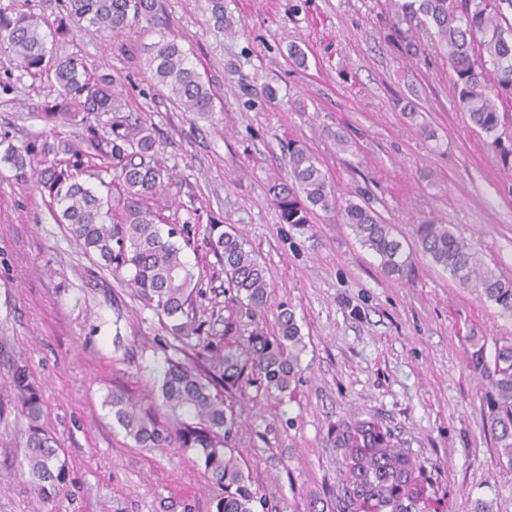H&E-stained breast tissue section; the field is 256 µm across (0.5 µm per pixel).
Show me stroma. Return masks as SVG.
<instances>
[{
    "label": "stroma",
    "mask_w": 512,
    "mask_h": 512,
    "mask_svg": "<svg viewBox=\"0 0 512 512\" xmlns=\"http://www.w3.org/2000/svg\"><path fill=\"white\" fill-rule=\"evenodd\" d=\"M154 27L121 35L54 36L58 0H28L46 22L50 55L121 75L130 112L155 126L160 158L177 174L170 215L191 220L203 262L201 317L224 318V276L203 242L210 221L233 229L269 272L256 324L272 334L293 308L304 349L293 399L247 389L234 411L238 461L268 512H342L336 437L374 421L436 479L442 512L476 501L512 512V467L499 462L481 419L482 382L467 363L473 341L512 336V318L463 287L415 247L414 226L445 224L512 279V166L475 132L436 54L389 39L396 0H224L234 21L219 34L206 0H162ZM177 37L216 93L211 117L183 112L156 87L146 48ZM307 54L295 67L290 45ZM278 90L268 102L264 85ZM58 99L53 73L23 75L0 51V153L41 144L58 128L42 114ZM343 132L348 151L332 132ZM316 155L338 194L368 199L410 256L387 275L348 225L319 214L309 230L283 224L268 184L288 173V139ZM121 346H114V337ZM0 376L28 362L49 426L72 464L56 512H213L214 491L194 452L140 448L103 400L115 388L150 396L172 338L153 311L102 279L55 223L31 178L0 165ZM25 425L0 387V512H38L28 491Z\"/></svg>",
    "instance_id": "35a3bbf8"
}]
</instances>
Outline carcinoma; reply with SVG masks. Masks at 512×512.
Listing matches in <instances>:
<instances>
[{"label": "carcinoma", "instance_id": "cac0c4a2", "mask_svg": "<svg viewBox=\"0 0 512 512\" xmlns=\"http://www.w3.org/2000/svg\"><path fill=\"white\" fill-rule=\"evenodd\" d=\"M206 3L214 30L232 29L224 0ZM61 7L57 31L66 33L74 27L97 33L151 27L161 9L159 0H63ZM398 13L407 28L397 29V35L407 49L417 52L430 44L448 60L459 106L501 162L511 163L512 137L500 131L497 102L512 98V0H403ZM0 50L13 55L31 77L53 71L61 102L52 106L49 118L65 126L79 117L83 125L67 138L44 142L39 159L30 144H10L0 163L21 175L36 173L35 187L49 199L56 222L66 225L84 254L100 258L114 280L166 318L164 328L180 342L176 351L184 359L165 357L158 394L150 403L121 389L108 394L104 405L137 446L194 450L215 490L214 512L266 509V498L231 448L233 399L250 387L268 395L294 394L302 337L293 309L280 306L272 341L248 330L268 303V271L237 234L218 233L213 223L210 244L232 295L224 329L206 325L198 316L201 275L184 260L186 249L198 248L195 232L190 221L176 224L165 215L174 175L158 155L155 128L125 114L117 78H96L71 57H48L42 20L21 4L0 8ZM147 66L181 111L214 112L210 83L177 38L152 44ZM286 152L287 176L268 187L282 223L303 230L316 211L332 214L380 258L388 274L402 275L407 259L394 227L369 203L340 200L306 147L290 140ZM415 245L452 279L512 316V281L487 266L448 225L432 220L417 225ZM468 363L483 381V417L498 460L512 466V341L494 343L491 353L475 343ZM7 384L13 408L25 421L30 490L44 512H53L70 485L68 456L45 420L43 396L26 362H12ZM337 447L343 449L340 499L347 512H419L438 501L422 465L377 423L348 428Z\"/></svg>", "mask_w": 512, "mask_h": 512}]
</instances>
